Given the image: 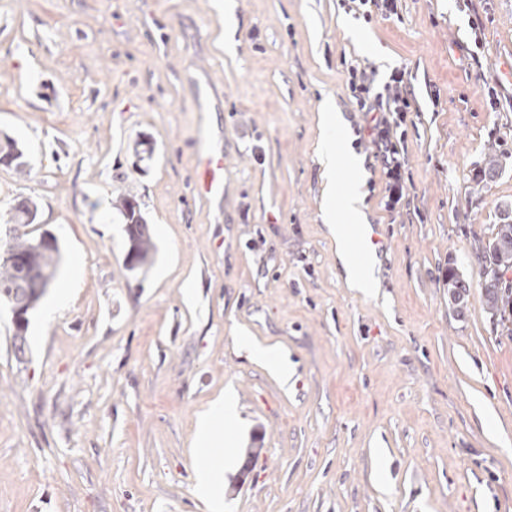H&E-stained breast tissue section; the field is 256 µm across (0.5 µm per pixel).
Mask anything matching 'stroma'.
Returning a JSON list of instances; mask_svg holds the SVG:
<instances>
[{"label":"stroma","instance_id":"obj_1","mask_svg":"<svg viewBox=\"0 0 512 512\" xmlns=\"http://www.w3.org/2000/svg\"><path fill=\"white\" fill-rule=\"evenodd\" d=\"M404 67L408 196L379 205L345 66ZM360 160L377 286L349 287L323 220L321 117ZM0 226L39 207L61 262L24 355L0 309V512H512V334L486 313L480 242L512 203V0H0ZM224 155V190L196 157ZM503 169L475 179L489 150ZM135 198L157 252L125 267ZM472 284L457 314L447 267ZM69 302L55 318L52 298ZM251 337L292 365L250 360ZM215 456L194 441L225 394ZM232 467H224L225 458ZM353 5H348V10L355 11L354 15H362L368 22L373 19V16H380L383 19H389L392 16L398 15L397 2L398 0H345ZM358 2V3H357ZM361 11V12H360ZM197 168L201 177L197 185L200 193L213 195L224 189V155L202 150L198 155ZM196 491L200 496L212 501L214 512H222L224 503L216 494V478L212 470L202 471L198 474Z\"/></svg>","mask_w":512,"mask_h":512}]
</instances>
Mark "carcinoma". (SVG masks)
Returning <instances> with one entry per match:
<instances>
[{
    "mask_svg": "<svg viewBox=\"0 0 512 512\" xmlns=\"http://www.w3.org/2000/svg\"><path fill=\"white\" fill-rule=\"evenodd\" d=\"M3 156L12 158V165L17 171L25 170L24 154L14 140L7 138L5 144L0 145V157ZM502 168L501 157L493 151L488 153L480 172V184L486 186L495 181ZM119 212L128 237L126 266L134 271L150 262L155 246L149 231L145 230L147 221L136 203L124 199ZM37 238L38 235L27 232L0 245L26 258V261L20 264L0 261L1 305L23 302L36 306L48 288L55 284L60 260L59 246L55 245L35 253L33 242ZM480 255L482 281L479 288L484 309L494 320L503 324L506 321V314L512 315V280L506 278V275L512 272L511 204L500 211V222L495 225L492 238L480 246ZM444 280L456 312L463 313L467 308L470 282L462 278L452 266L446 270Z\"/></svg>",
    "mask_w": 512,
    "mask_h": 512,
    "instance_id": "cac0c4a2",
    "label": "carcinoma"
}]
</instances>
